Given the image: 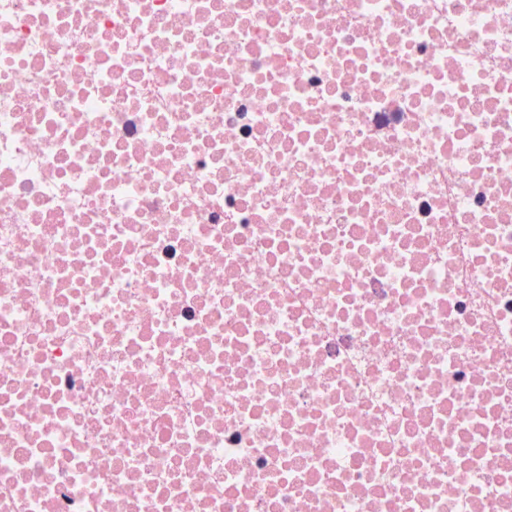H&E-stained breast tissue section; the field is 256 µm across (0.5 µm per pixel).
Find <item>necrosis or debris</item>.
Returning a JSON list of instances; mask_svg holds the SVG:
<instances>
[{"label": "necrosis or debris", "mask_w": 512, "mask_h": 512, "mask_svg": "<svg viewBox=\"0 0 512 512\" xmlns=\"http://www.w3.org/2000/svg\"><path fill=\"white\" fill-rule=\"evenodd\" d=\"M0 512H512V0H0Z\"/></svg>", "instance_id": "obj_1"}]
</instances>
